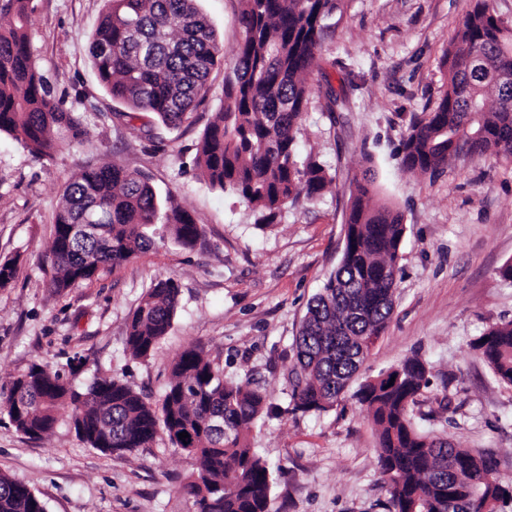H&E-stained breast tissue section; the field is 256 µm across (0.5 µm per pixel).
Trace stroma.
<instances>
[{
	"label": "stroma",
	"instance_id": "obj_1",
	"mask_svg": "<svg viewBox=\"0 0 512 512\" xmlns=\"http://www.w3.org/2000/svg\"><path fill=\"white\" fill-rule=\"evenodd\" d=\"M103 5L33 0L36 64L85 134L48 161L0 135V259L16 261L14 278L0 287V392L40 364L77 390L119 380L155 406L173 359L197 346L225 379L267 393L249 438L272 471L269 512H383L388 493L366 409L350 398L324 412L287 409L294 338L340 261L350 183L369 167L376 203L401 211L406 231L394 310L360 375L424 359L430 386L410 411L414 425L461 448L492 450L498 478L511 485L512 386L495 379L471 343L512 320V281L498 273L512 260V162L474 154L430 177L402 171L397 152L413 117L445 90L441 60L473 0H345L312 67L298 134L301 153L335 181L264 230L247 203L212 189L195 168L203 129L224 99V73L236 62L240 0L197 2L219 36L222 62L205 105L176 130L146 114L131 124L114 115L89 55ZM327 81L347 89L343 111H327ZM112 160L145 172L159 197L189 210L204 244L166 242L55 295L43 258L64 184ZM159 276L179 284L177 315L151 356L136 359L126 349L127 319ZM198 469L196 457L162 434L149 447L105 455L76 436L67 414L31 439L0 409V473L32 489L47 512H194L183 485Z\"/></svg>",
	"mask_w": 512,
	"mask_h": 512
}]
</instances>
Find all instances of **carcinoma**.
Returning a JSON list of instances; mask_svg holds the SVG:
<instances>
[{"instance_id": "1", "label": "carcinoma", "mask_w": 512, "mask_h": 512, "mask_svg": "<svg viewBox=\"0 0 512 512\" xmlns=\"http://www.w3.org/2000/svg\"><path fill=\"white\" fill-rule=\"evenodd\" d=\"M90 59L123 116L153 115L179 128L206 100L207 81L221 63L218 35L195 0H103ZM243 37L236 64L224 73V105L205 126L197 165L210 187L251 206L263 230L300 199L320 197L334 177L301 158L297 132L311 103L307 74L329 20L342 0H240ZM0 133L30 154L50 160L82 136L80 118L53 94L34 61L30 0H0ZM448 84L435 106L411 123L399 148L405 172L435 176L463 153L512 159V23L489 0H474L442 59ZM369 167L350 184L340 263L309 304L294 345L292 410L322 412L351 394L364 406L379 438L377 463L388 486L385 512H483L512 502V486L496 475L492 457L418 431L410 409L429 385L427 363L412 356L394 384L378 375L350 390L363 364L362 343L384 333L390 319L405 232L399 210L372 204ZM91 216L90 238L69 235ZM174 239L185 249L202 242L192 215L161 202L147 174L109 162L82 170L65 186L46 264L57 295L91 281ZM179 285L152 281L127 325V350L149 356L176 316ZM496 379L512 385V321L491 326L471 343ZM159 408L126 384L97 378L84 391L39 364L16 378L0 401L24 435L48 433L70 409L77 437L103 454L146 448L158 433L199 461L185 486L195 512H268L272 474L251 447L248 425L267 395L248 382L224 379L198 348L180 353ZM189 438L180 440L179 433ZM0 512H46L26 485L0 474Z\"/></svg>"}]
</instances>
